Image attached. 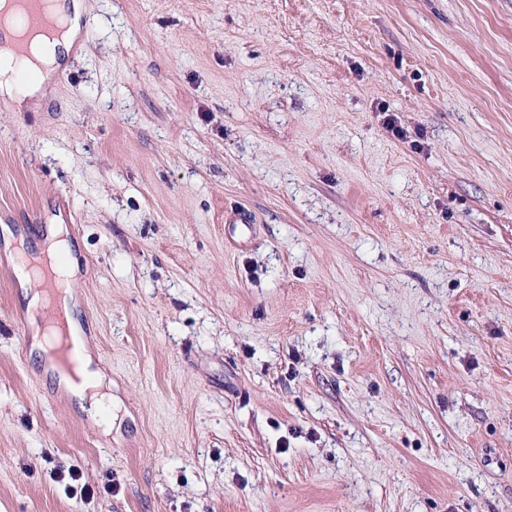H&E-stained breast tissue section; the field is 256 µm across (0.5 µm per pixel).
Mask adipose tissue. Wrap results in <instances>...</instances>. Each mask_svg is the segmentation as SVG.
I'll return each mask as SVG.
<instances>
[{
  "label": "adipose tissue",
  "mask_w": 512,
  "mask_h": 512,
  "mask_svg": "<svg viewBox=\"0 0 512 512\" xmlns=\"http://www.w3.org/2000/svg\"><path fill=\"white\" fill-rule=\"evenodd\" d=\"M51 12L62 28L60 35H33L29 49L24 54L9 47L0 49V99L7 105L21 109L38 104L60 69L64 55L81 33V19L85 12L83 0H60L59 4L52 6ZM45 237L52 242L49 249L51 256L63 259L62 264L54 266L53 271L63 285L62 306L65 311H72L74 293L70 285L77 265L68 229L63 224L48 225ZM59 380L93 417L111 411V384L95 367L88 349H81L80 363L75 373L60 374Z\"/></svg>",
  "instance_id": "ef3b65f1"
}]
</instances>
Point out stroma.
<instances>
[{"label": "stroma", "instance_id": "obj_1", "mask_svg": "<svg viewBox=\"0 0 512 512\" xmlns=\"http://www.w3.org/2000/svg\"><path fill=\"white\" fill-rule=\"evenodd\" d=\"M85 5L0 102V512H512V0ZM34 218L111 433L18 331ZM84 12L82 0H62L51 8L59 27H64L58 37L33 35L29 55L19 54L10 47L0 49V96L7 105L21 109L36 105L45 97L64 55L80 36ZM23 73L29 74V78L23 79ZM47 225L46 239L58 238L49 249L50 256L52 259L56 256H64L66 259L60 265H52V269L57 279L66 287L61 291V303L66 312L70 336L80 348V363L73 376L58 371L55 366L53 369L57 372L60 383L78 400L84 411L94 418H101V414L107 411L109 417L104 424L112 428V383L108 382L102 372L94 366L93 355L86 348L80 326L72 316L74 293L71 290V283L77 270L73 244L69 239L66 225ZM79 348L70 341V355L76 360L79 357Z\"/></svg>", "mask_w": 512, "mask_h": 512}]
</instances>
